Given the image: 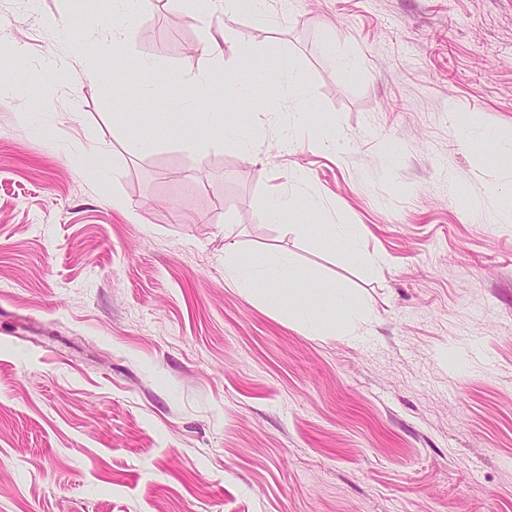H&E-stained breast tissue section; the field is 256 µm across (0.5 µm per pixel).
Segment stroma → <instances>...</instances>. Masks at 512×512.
<instances>
[{
	"label": "stroma",
	"mask_w": 512,
	"mask_h": 512,
	"mask_svg": "<svg viewBox=\"0 0 512 512\" xmlns=\"http://www.w3.org/2000/svg\"><path fill=\"white\" fill-rule=\"evenodd\" d=\"M0 0V512H512V167L455 126L512 132V0H268L214 92L242 157L173 106L206 67L193 0ZM61 18L51 29L46 19ZM18 45L22 56L10 48ZM347 137L286 146L269 72ZM357 61L350 75L340 57ZM153 63L152 97L114 82ZM280 192L357 224L377 266L266 223ZM283 251L371 315L311 336L224 268ZM143 0H114L112 2V41L118 42L134 27ZM272 80L278 85L288 90V95L298 103L303 99L305 92V80L298 69L290 61L278 63L276 70L272 74Z\"/></svg>",
	"instance_id": "1"
}]
</instances>
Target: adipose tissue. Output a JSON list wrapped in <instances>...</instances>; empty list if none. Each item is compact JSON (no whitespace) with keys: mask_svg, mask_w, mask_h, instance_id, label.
<instances>
[{"mask_svg":"<svg viewBox=\"0 0 512 512\" xmlns=\"http://www.w3.org/2000/svg\"><path fill=\"white\" fill-rule=\"evenodd\" d=\"M235 44L236 37L228 28L207 35L205 48L211 65L192 78L201 93L179 100L177 106L194 114V146H207L212 135L219 130L225 137L233 140L243 157L248 158L254 153L253 139L236 132L223 113L205 111L201 108L202 93L209 91L217 71L223 67L225 48L234 47ZM292 230L301 234L319 232L328 242L340 245L351 258L363 263L370 260L359 225L327 221L318 226L296 224ZM236 245L232 230H225V271L230 280L243 290L257 294L268 306L282 309L289 321L297 323L310 334L319 336L330 330L349 334L352 333L355 323L366 320L367 315L362 305L350 292L320 284L312 274L300 270L289 255L268 253L251 265L244 266L235 259ZM296 279L305 280V287L294 289L290 293L284 292L283 282Z\"/></svg>","mask_w":512,"mask_h":512,"instance_id":"1","label":"adipose tissue"}]
</instances>
